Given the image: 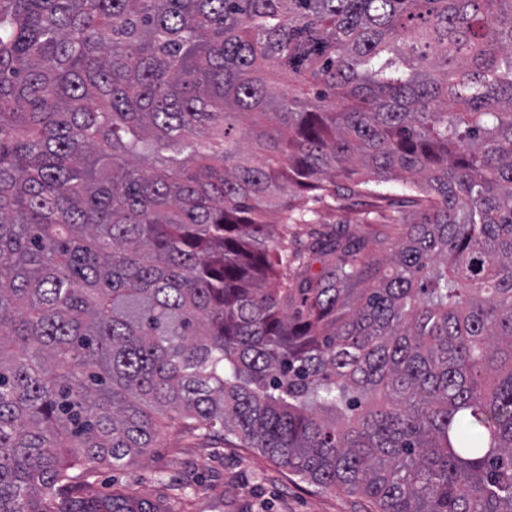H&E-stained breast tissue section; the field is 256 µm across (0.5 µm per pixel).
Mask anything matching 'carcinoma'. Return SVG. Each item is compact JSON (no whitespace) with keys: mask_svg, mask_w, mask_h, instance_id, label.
<instances>
[{"mask_svg":"<svg viewBox=\"0 0 512 512\" xmlns=\"http://www.w3.org/2000/svg\"><path fill=\"white\" fill-rule=\"evenodd\" d=\"M166 419L512 512V0H0V512ZM309 206H312V208L317 211V222L319 224L306 225L304 228V234H307L312 230H316L318 232H332L339 226L336 225V212L324 201H310Z\"/></svg>","mask_w":512,"mask_h":512,"instance_id":"carcinoma-1","label":"carcinoma"}]
</instances>
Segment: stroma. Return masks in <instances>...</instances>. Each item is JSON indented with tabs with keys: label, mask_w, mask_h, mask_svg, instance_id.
<instances>
[{
	"label": "stroma",
	"mask_w": 512,
	"mask_h": 512,
	"mask_svg": "<svg viewBox=\"0 0 512 512\" xmlns=\"http://www.w3.org/2000/svg\"><path fill=\"white\" fill-rule=\"evenodd\" d=\"M125 495L135 512H368L341 490L323 491L237 438L201 441L171 426L156 448L96 472L82 500Z\"/></svg>",
	"instance_id": "35a3bbf8"
}]
</instances>
